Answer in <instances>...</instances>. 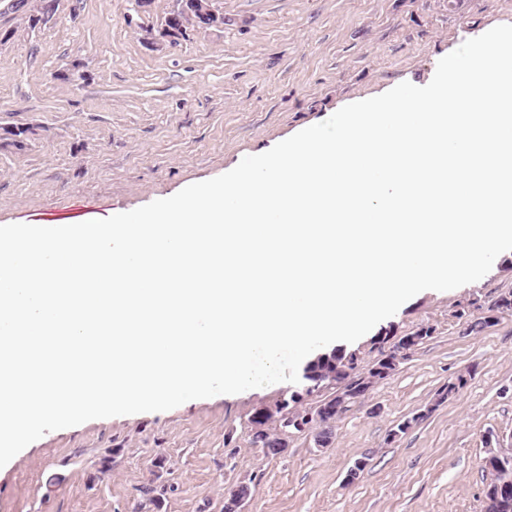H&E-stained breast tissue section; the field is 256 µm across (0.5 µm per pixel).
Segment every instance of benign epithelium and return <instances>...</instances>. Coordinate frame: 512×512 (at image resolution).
Masks as SVG:
<instances>
[{
	"instance_id": "7a95c632",
	"label": "benign epithelium",
	"mask_w": 512,
	"mask_h": 512,
	"mask_svg": "<svg viewBox=\"0 0 512 512\" xmlns=\"http://www.w3.org/2000/svg\"><path fill=\"white\" fill-rule=\"evenodd\" d=\"M206 17L214 26L224 24V18L219 16L212 6V0H173V7L165 19L163 27L158 32L145 30L144 42L155 47L168 34L183 31L197 24L198 20ZM428 330L419 329L413 333L399 337L387 352V355L377 359L361 377L352 379L346 368L348 360L336 359V354L321 353L312 362L329 364L322 376L314 381L305 379L302 390H294L289 397L283 398L275 410L260 408L249 419L251 432L263 437L268 445L282 454L288 448L285 431L293 429L298 432L310 431L314 435L318 448H328L335 439L333 419L329 417V405L341 407L346 402L361 398L377 383L386 380L396 369L402 353L415 348L426 338ZM328 388L334 390L329 404H321L314 409L303 406V395L313 390ZM485 445L487 455L484 458L486 466L496 474L505 476L512 471V443L504 444L499 436L489 434ZM251 489L246 484L229 488L224 492V512H244L243 505L249 499ZM487 503L486 512H512V481L492 479L485 490Z\"/></svg>"
}]
</instances>
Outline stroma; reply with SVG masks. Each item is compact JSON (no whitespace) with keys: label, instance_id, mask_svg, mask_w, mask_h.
Returning a JSON list of instances; mask_svg holds the SVG:
<instances>
[{"label":"stroma","instance_id":"35a3bbf8","mask_svg":"<svg viewBox=\"0 0 512 512\" xmlns=\"http://www.w3.org/2000/svg\"><path fill=\"white\" fill-rule=\"evenodd\" d=\"M172 5L55 0L32 27L0 0V225L77 224L170 197L347 104L427 85L464 41L512 25V0H214L223 27L147 47L143 28ZM509 294L511 253L343 344L357 377L386 351L380 336L429 331L346 404L331 447L307 432L277 456L252 444L251 415L289 383L195 399L45 434L0 468V512H224L240 483L245 512H485V437H512V312L479 321Z\"/></svg>","mask_w":512,"mask_h":512}]
</instances>
